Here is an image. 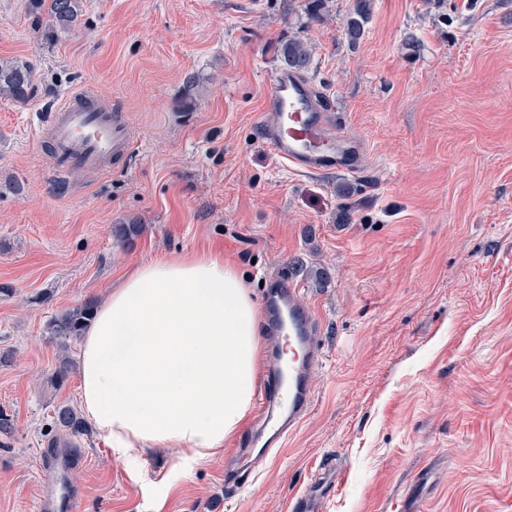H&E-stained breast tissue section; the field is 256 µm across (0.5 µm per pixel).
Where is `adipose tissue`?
I'll return each instance as SVG.
<instances>
[{
  "instance_id": "1",
  "label": "adipose tissue",
  "mask_w": 512,
  "mask_h": 512,
  "mask_svg": "<svg viewBox=\"0 0 512 512\" xmlns=\"http://www.w3.org/2000/svg\"><path fill=\"white\" fill-rule=\"evenodd\" d=\"M259 314L222 254L176 255L111 288L79 350L80 409L114 453L223 451L248 423L258 379Z\"/></svg>"
}]
</instances>
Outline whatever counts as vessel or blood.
I'll return each instance as SVG.
<instances>
[{
	"instance_id": "obj_1",
	"label": "vessel or blood",
	"mask_w": 512,
	"mask_h": 512,
	"mask_svg": "<svg viewBox=\"0 0 512 512\" xmlns=\"http://www.w3.org/2000/svg\"><path fill=\"white\" fill-rule=\"evenodd\" d=\"M259 127L274 156L298 170L353 173L360 167L357 146L341 137L309 84L292 73L274 74ZM44 130L55 147L56 168L67 171L104 172L125 157L133 142L132 128L88 88L68 93ZM263 315L269 334L287 338L296 354L288 367L275 361L269 368L258 398L256 434L249 442L253 448L282 445L303 422L313 403L310 379L321 358L318 318L291 283L273 282Z\"/></svg>"
}]
</instances>
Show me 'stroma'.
Wrapping results in <instances>:
<instances>
[{
  "mask_svg": "<svg viewBox=\"0 0 512 512\" xmlns=\"http://www.w3.org/2000/svg\"><path fill=\"white\" fill-rule=\"evenodd\" d=\"M0 0V59L35 92L0 98V512H33L60 477L80 512H289L320 473L323 512H512V0H372L365 35L301 0H84L45 39ZM308 38L307 78L357 173L279 162L259 133L280 42ZM132 127L131 153L57 193L41 118L80 86ZM358 187L350 201L337 183ZM115 224L141 225L130 242ZM217 251L248 279L285 275L322 323L313 406L283 447L139 464L96 431H49L79 404L53 382L47 324L138 266ZM85 465L64 468L71 452ZM245 469L226 487L228 458Z\"/></svg>",
  "mask_w": 512,
  "mask_h": 512,
  "instance_id": "35a3bbf8",
  "label": "stroma"
}]
</instances>
